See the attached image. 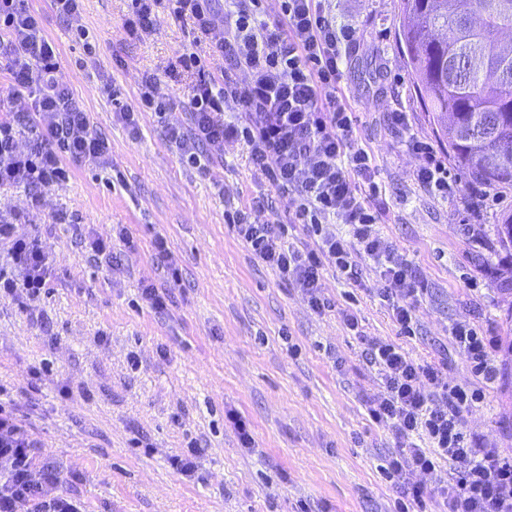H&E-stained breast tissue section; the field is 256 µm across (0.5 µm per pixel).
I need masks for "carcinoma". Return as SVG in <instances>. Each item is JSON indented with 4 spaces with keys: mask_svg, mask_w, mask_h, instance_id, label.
<instances>
[{
    "mask_svg": "<svg viewBox=\"0 0 512 512\" xmlns=\"http://www.w3.org/2000/svg\"><path fill=\"white\" fill-rule=\"evenodd\" d=\"M398 18L415 93L448 142V160L474 183L512 191V160L476 132L496 122L512 145V45L498 41L512 30V0H399ZM496 236L512 251L511 212Z\"/></svg>",
    "mask_w": 512,
    "mask_h": 512,
    "instance_id": "cac0c4a2",
    "label": "carcinoma"
}]
</instances>
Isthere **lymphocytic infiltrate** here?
I'll list each match as a JSON object with an SVG mask.
<instances>
[{
    "label": "lymphocytic infiltrate",
    "instance_id": "f902f5d3",
    "mask_svg": "<svg viewBox=\"0 0 512 512\" xmlns=\"http://www.w3.org/2000/svg\"><path fill=\"white\" fill-rule=\"evenodd\" d=\"M262 2L127 0L123 26L130 38L142 40L165 12L193 33L194 49L176 51L168 66L193 79L186 101L193 129L168 131L184 160L203 169L223 156L225 144L243 143L255 174L293 197L294 221L307 235L303 242L290 240L287 225L258 220L262 201L230 215L253 255L318 313L331 306L321 292L325 268L357 284L363 266H370L401 333L414 335L419 282L411 261L377 228L374 169L367 151L352 147L354 118L340 88L342 68L360 47L356 28L338 22L333 0H280L284 21L274 25L265 21ZM59 68L57 48L39 15L25 0H0V70L29 96L21 109L0 118V186L23 188L35 210L45 190L69 180L71 164L107 162L104 141L91 131ZM102 91L131 128L139 113L161 118L172 108L150 74L139 84L137 105H129L117 85ZM388 121L421 159L419 185L447 195L448 167L429 142L410 133L408 113L392 110ZM25 129L32 136L22 150L18 137ZM28 221L25 212L0 216V295L14 297L22 307L39 296L49 278L39 238L15 231ZM338 224L344 233L335 232ZM448 333L476 373L495 381L490 340L463 321L452 323ZM364 356L382 387L368 415L394 430L396 449L378 470L399 482L395 512L429 502L435 512H512V453L480 447L462 427L461 412L480 391L448 385L441 365L417 363L385 340H368ZM33 446L15 411L0 404V512H82L76 501L56 494L61 471L34 465ZM443 463L446 480L432 488L416 482V475L434 473Z\"/></svg>",
    "mask_w": 512,
    "mask_h": 512
}]
</instances>
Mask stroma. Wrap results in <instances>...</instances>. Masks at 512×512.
<instances>
[{"instance_id":"stroma-1","label":"stroma","mask_w":512,"mask_h":512,"mask_svg":"<svg viewBox=\"0 0 512 512\" xmlns=\"http://www.w3.org/2000/svg\"><path fill=\"white\" fill-rule=\"evenodd\" d=\"M27 3L109 157L103 167L73 166L68 182L46 190L34 223L16 227L38 234L48 254L45 295L25 310L0 296V402L30 430L37 466L62 470L63 494L84 512H394L399 490L378 465L395 440L391 427L368 417L380 387L362 356L366 336L417 362L447 363L450 384L483 393L464 412V430L482 447L512 449V382L484 383L448 335L450 324L469 321L494 340V364L506 356L512 294L498 290L494 271L508 255L493 239L499 215L512 211V191L474 202L456 169L449 196L420 188V160L389 127L388 111L408 112L414 136L440 155L448 146L414 93L398 0L334 4L360 39L340 87L356 117L351 141L375 165L378 229L422 286L411 336L377 296L373 268L358 287L325 268L323 294L335 307L317 313L237 237L227 215L257 196L265 199L261 219L291 224L299 239L305 231L292 221L294 201L254 175L245 146L226 144L224 159L203 170L170 140L169 127H192L181 106L192 79L167 72L174 52L191 47L189 29L162 13L148 39L131 41L125 0H82V40L51 0ZM147 72L174 107L162 120L142 113L134 133L100 88L117 84L136 103ZM122 228L134 249L115 265L95 257L91 241ZM159 234L179 281L155 257ZM147 284L165 308L143 299ZM347 307L362 336L346 329ZM230 411L246 422L252 447L242 445ZM193 442L202 453L185 477L170 458Z\"/></svg>"}]
</instances>
